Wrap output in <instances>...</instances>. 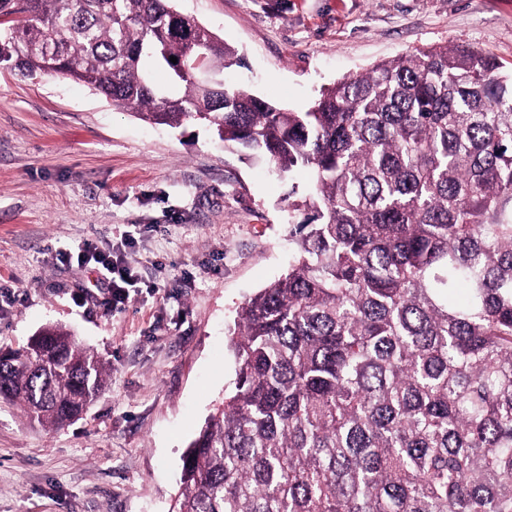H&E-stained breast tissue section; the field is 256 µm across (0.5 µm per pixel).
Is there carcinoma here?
<instances>
[{
  "label": "carcinoma",
  "mask_w": 512,
  "mask_h": 512,
  "mask_svg": "<svg viewBox=\"0 0 512 512\" xmlns=\"http://www.w3.org/2000/svg\"><path fill=\"white\" fill-rule=\"evenodd\" d=\"M169 2L0 0V66L312 174V217L238 312L234 390L189 444L171 512H512V74L430 47L294 112L224 84L236 50ZM197 41L211 85L181 67ZM106 375L48 326L0 357V397L59 428Z\"/></svg>",
  "instance_id": "carcinoma-1"
}]
</instances>
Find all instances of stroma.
Segmentation results:
<instances>
[{
  "label": "stroma",
  "instance_id": "1",
  "mask_svg": "<svg viewBox=\"0 0 512 512\" xmlns=\"http://www.w3.org/2000/svg\"><path fill=\"white\" fill-rule=\"evenodd\" d=\"M235 47L225 71L280 107L383 60L468 46L512 71V0H174ZM278 177L203 126L169 129L59 76L0 68V349L64 327L105 363L78 420L30 427L0 400V512H169L182 457L225 393L242 303L294 254ZM130 268L125 308L79 261L85 245Z\"/></svg>",
  "mask_w": 512,
  "mask_h": 512
}]
</instances>
